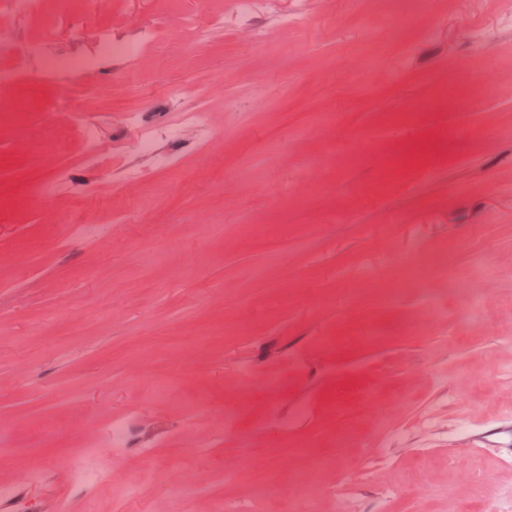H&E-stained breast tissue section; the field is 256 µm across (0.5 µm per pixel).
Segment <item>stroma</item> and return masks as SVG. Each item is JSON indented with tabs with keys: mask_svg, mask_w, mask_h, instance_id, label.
I'll use <instances>...</instances> for the list:
<instances>
[{
	"mask_svg": "<svg viewBox=\"0 0 512 512\" xmlns=\"http://www.w3.org/2000/svg\"><path fill=\"white\" fill-rule=\"evenodd\" d=\"M222 7L112 0L117 36L165 23L179 50L76 93L97 131L55 113V160L40 128L64 88H12L0 483L38 512H168L179 488L184 512H277L273 474L278 498L308 489L323 512L512 500V0H281L306 23L258 16L267 41L229 12L213 28ZM401 10L414 25L390 31ZM173 89L187 107L207 91L210 134L165 144L168 171L118 112L176 121ZM404 260L422 278L384 293ZM119 420L133 434L115 451ZM84 448L91 487L66 478Z\"/></svg>",
	"mask_w": 512,
	"mask_h": 512,
	"instance_id": "1",
	"label": "stroma"
}]
</instances>
